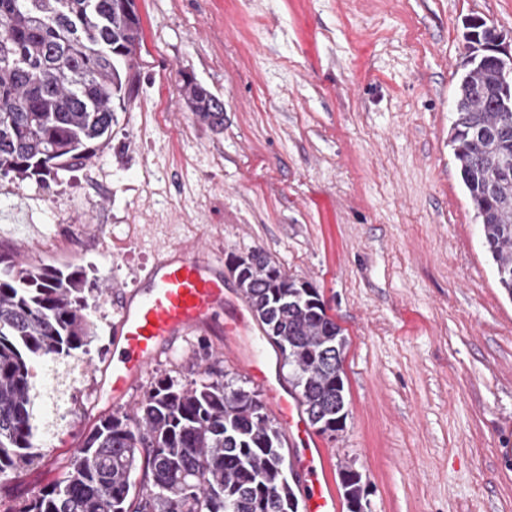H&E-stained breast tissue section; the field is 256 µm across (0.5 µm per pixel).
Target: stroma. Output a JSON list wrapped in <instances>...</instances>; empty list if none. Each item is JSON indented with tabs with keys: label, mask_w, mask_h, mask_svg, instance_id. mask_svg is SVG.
I'll use <instances>...</instances> for the list:
<instances>
[{
	"label": "stroma",
	"mask_w": 512,
	"mask_h": 512,
	"mask_svg": "<svg viewBox=\"0 0 512 512\" xmlns=\"http://www.w3.org/2000/svg\"><path fill=\"white\" fill-rule=\"evenodd\" d=\"M143 35L110 146L50 176L0 175V253L82 267L96 338L81 368L40 372L43 461L0 484L21 502L60 479L98 416L113 287L156 245L259 249L311 284L343 331L347 411L324 438L366 512H512V297L449 143L465 21L512 36V0H135ZM224 101L199 123L184 77ZM154 371L257 384L196 336Z\"/></svg>",
	"instance_id": "stroma-1"
}]
</instances>
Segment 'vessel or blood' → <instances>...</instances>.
<instances>
[{
  "mask_svg": "<svg viewBox=\"0 0 512 512\" xmlns=\"http://www.w3.org/2000/svg\"><path fill=\"white\" fill-rule=\"evenodd\" d=\"M118 320L112 328V372L107 391L120 403L177 341L209 332L222 339L218 353L233 361L263 390L288 445V467L302 512H339L328 452L317 439L297 394L289 391L268 355L248 350L261 342L239 291L224 268L198 241L161 244L133 289L117 293Z\"/></svg>",
  "mask_w": 512,
  "mask_h": 512,
  "instance_id": "1",
  "label": "vessel or blood"
}]
</instances>
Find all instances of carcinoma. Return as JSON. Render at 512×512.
Here are the masks:
<instances>
[{
    "instance_id": "1",
    "label": "carcinoma",
    "mask_w": 512,
    "mask_h": 512,
    "mask_svg": "<svg viewBox=\"0 0 512 512\" xmlns=\"http://www.w3.org/2000/svg\"><path fill=\"white\" fill-rule=\"evenodd\" d=\"M140 41L135 0H0V175L24 180L109 147ZM490 75L470 65L460 88ZM185 103L214 128L224 101L192 77ZM450 143L481 219L498 282L512 297V112L476 95ZM237 287L266 336L293 366L311 426L336 432L346 404L336 347L341 329L310 293L260 250L235 257ZM79 267L0 257V480L42 454L33 414L35 365L82 361L93 338ZM142 470L140 485L131 481ZM348 512L361 475L342 464ZM285 438L258 395L210 375L188 384L157 374L135 409L100 417L70 454L65 476L0 512H299Z\"/></svg>"
}]
</instances>
